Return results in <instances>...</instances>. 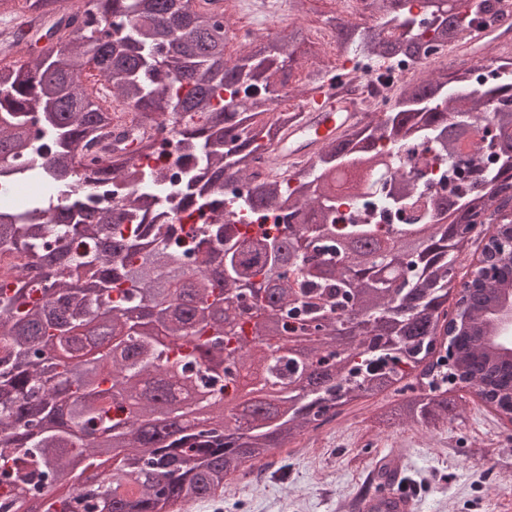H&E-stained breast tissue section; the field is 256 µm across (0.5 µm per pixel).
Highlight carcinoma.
Returning a JSON list of instances; mask_svg holds the SVG:
<instances>
[{
	"label": "carcinoma",
	"instance_id": "obj_1",
	"mask_svg": "<svg viewBox=\"0 0 512 512\" xmlns=\"http://www.w3.org/2000/svg\"><path fill=\"white\" fill-rule=\"evenodd\" d=\"M93 2L95 24L81 26L58 0H22L0 43L1 55L47 43L0 67V188L34 187L0 211V252L41 270L0 276V512H26L25 492L35 512L210 500L246 464L379 395L372 418L384 429L462 418L451 389L461 382L512 416V362L487 364L467 333L447 336L451 361L436 353L449 296L461 295L459 322L475 324L466 298L495 295L502 275L496 254L478 287L457 281L477 242L470 226L502 219L498 235L512 239V57L482 47L489 76L464 89L433 69L314 161L257 182L255 156L303 120L275 101L317 90L290 83L304 67L302 29L291 22L227 61L209 9ZM490 2L369 0L376 23L332 22L344 54L412 58L465 45ZM91 65L138 111L132 150L89 153L112 123L86 86ZM167 120L184 181L171 206L167 174L141 163L161 152L149 130ZM36 123L49 153L33 144ZM488 125L496 135L474 142ZM387 141L427 144L468 176L454 198L426 203L404 174L376 178ZM483 148L498 168L476 162ZM91 167L116 186L106 210L87 206ZM379 192L400 213L414 208V222L336 223L341 207ZM268 209L283 219L272 234L253 224ZM104 316L110 336L73 334ZM289 334L302 341L293 354L278 340ZM249 382V426L233 429Z\"/></svg>",
	"mask_w": 512,
	"mask_h": 512
}]
</instances>
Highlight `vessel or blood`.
<instances>
[{
    "instance_id": "1",
    "label": "vessel or blood",
    "mask_w": 512,
    "mask_h": 512,
    "mask_svg": "<svg viewBox=\"0 0 512 512\" xmlns=\"http://www.w3.org/2000/svg\"><path fill=\"white\" fill-rule=\"evenodd\" d=\"M359 118L350 101L331 86H323L313 94L304 110L303 121L289 127L271 152L283 164L310 161L323 142L340 138ZM364 509L365 512H415V503L408 493L391 492L367 499Z\"/></svg>"
}]
</instances>
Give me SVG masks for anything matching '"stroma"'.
I'll use <instances>...</instances> for the list:
<instances>
[{
    "label": "stroma",
    "instance_id": "stroma-1",
    "mask_svg": "<svg viewBox=\"0 0 512 512\" xmlns=\"http://www.w3.org/2000/svg\"><path fill=\"white\" fill-rule=\"evenodd\" d=\"M383 397L360 400L267 462L247 470L236 491L189 512H362L360 493L378 458L390 455L416 512H512V425L470 391L462 419L426 429L374 427Z\"/></svg>",
    "mask_w": 512,
    "mask_h": 512
}]
</instances>
